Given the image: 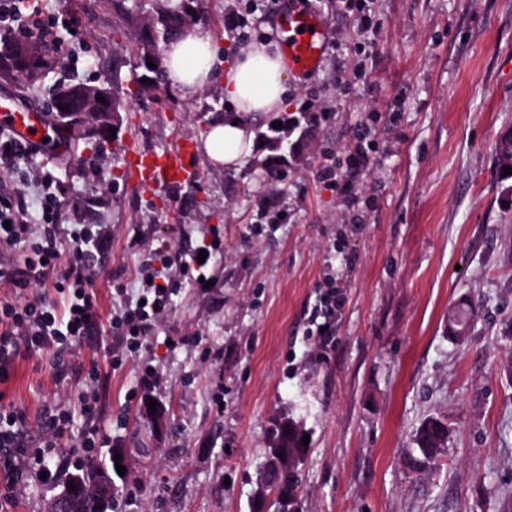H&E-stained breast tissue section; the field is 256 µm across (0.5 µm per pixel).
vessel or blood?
Segmentation results:
<instances>
[{
    "mask_svg": "<svg viewBox=\"0 0 512 512\" xmlns=\"http://www.w3.org/2000/svg\"><path fill=\"white\" fill-rule=\"evenodd\" d=\"M279 27L286 35L282 55L289 71L309 76L319 70L328 48L324 20L317 13L284 6ZM0 126L27 147L45 139L48 118L38 107L22 105L14 95L1 94ZM195 156V146L189 140L163 150L131 146L124 152V172L135 188L175 192L187 186Z\"/></svg>",
    "mask_w": 512,
    "mask_h": 512,
    "instance_id": "vessel-or-blood-1",
    "label": "vessel or blood"
}]
</instances>
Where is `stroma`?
<instances>
[{"instance_id":"stroma-1","label":"stroma","mask_w":512,"mask_h":512,"mask_svg":"<svg viewBox=\"0 0 512 512\" xmlns=\"http://www.w3.org/2000/svg\"><path fill=\"white\" fill-rule=\"evenodd\" d=\"M281 3L168 0L235 53L279 34ZM299 3L341 41L315 75L291 78L288 111L311 102L329 119L278 144L257 127L253 155L281 158L279 179L248 162L217 169L200 154L172 198L125 183L124 151L200 142L224 109L223 87L193 99L166 85L137 95L134 50L157 0H127L124 12L112 0H43L44 12L67 11L62 62L29 89L0 80V91L43 106L62 83L101 85L120 126L104 152L70 127L64 153L38 157L75 203L68 223L109 225L112 241L93 272L96 332L62 356L19 360L0 382V404L27 413L32 440L45 407L76 414L53 475L30 471L15 512H44L69 472L108 460L116 444L131 472L113 512H251L266 431L290 409L311 435L302 512H512V174L496 152L512 129V0H367V32L341 0ZM360 131L372 149L352 170ZM329 165L352 181L356 210L320 179ZM268 203L287 206L285 223H268ZM137 228L141 250L129 245ZM215 239V287L175 288L145 347L110 367L112 307L134 291L150 250L189 253ZM462 299L480 316L460 344L448 312ZM149 365L158 380L146 389ZM148 396L169 412L158 440L135 430ZM428 416L447 423L448 452L417 475L405 458Z\"/></svg>"}]
</instances>
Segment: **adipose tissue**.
<instances>
[{
    "mask_svg": "<svg viewBox=\"0 0 512 512\" xmlns=\"http://www.w3.org/2000/svg\"><path fill=\"white\" fill-rule=\"evenodd\" d=\"M165 79L184 96L224 87V111L210 118L201 139L202 152L213 166L239 168L255 145L259 120L288 105L290 74L278 42L266 38L226 59L210 32L194 27L163 47Z\"/></svg>",
    "mask_w": 512,
    "mask_h": 512,
    "instance_id": "ef3b65f1",
    "label": "adipose tissue"
}]
</instances>
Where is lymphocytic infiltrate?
Listing matches in <instances>:
<instances>
[{"label": "lymphocytic infiltrate", "mask_w": 512, "mask_h": 512, "mask_svg": "<svg viewBox=\"0 0 512 512\" xmlns=\"http://www.w3.org/2000/svg\"><path fill=\"white\" fill-rule=\"evenodd\" d=\"M43 11L29 0H0V34L30 30L50 41L57 40L55 22L44 20ZM43 188L40 212H32L24 183L0 185V287L10 294L0 299V380L6 379L19 358L58 351L91 333L98 312L90 292L93 268L103 267L111 240L109 231L82 224L65 225V205L54 189V177L39 172ZM205 267L196 254L175 256L168 249L153 250L138 271L137 299H124L111 318V332L119 347L138 351L145 336L171 308L172 286L185 281L200 287ZM52 286L61 301L50 304L31 297L34 287ZM72 419L68 410L45 408L42 424L46 435L38 447H29L25 430L27 414L18 408L0 407V512H12L15 491L32 466L48 470L56 457V433Z\"/></svg>", "instance_id": "f902f5d3"}]
</instances>
